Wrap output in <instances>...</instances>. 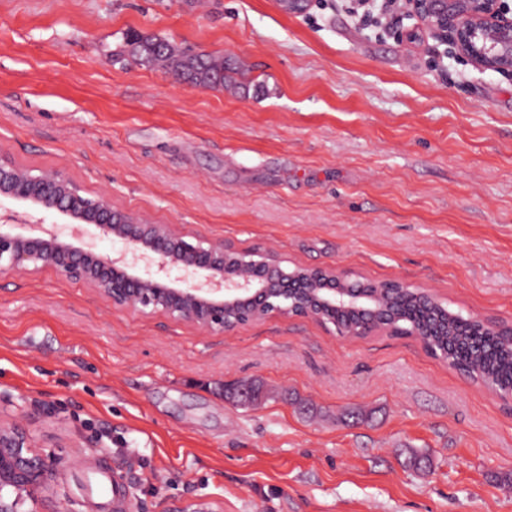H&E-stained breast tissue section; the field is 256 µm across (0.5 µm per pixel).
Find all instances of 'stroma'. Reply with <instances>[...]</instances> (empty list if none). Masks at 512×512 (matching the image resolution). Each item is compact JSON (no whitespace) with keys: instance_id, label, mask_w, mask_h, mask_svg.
I'll use <instances>...</instances> for the list:
<instances>
[{"instance_id":"stroma-1","label":"stroma","mask_w":512,"mask_h":512,"mask_svg":"<svg viewBox=\"0 0 512 512\" xmlns=\"http://www.w3.org/2000/svg\"><path fill=\"white\" fill-rule=\"evenodd\" d=\"M354 0H0V152L182 231L512 323V74ZM132 33L245 87L114 62ZM261 383L238 406L226 385ZM0 406L60 446L69 512H512V409L412 336L232 333L0 273ZM347 409L364 421L344 423ZM120 498L82 490L95 469Z\"/></svg>"}]
</instances>
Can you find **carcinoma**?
Segmentation results:
<instances>
[{"instance_id":"obj_1","label":"carcinoma","mask_w":512,"mask_h":512,"mask_svg":"<svg viewBox=\"0 0 512 512\" xmlns=\"http://www.w3.org/2000/svg\"><path fill=\"white\" fill-rule=\"evenodd\" d=\"M126 52L144 65L160 63L177 77L203 88L224 86L227 67L224 59L173 46L157 37L126 36ZM367 287L383 292L389 299V324L397 335L422 334L425 348L448 364L500 391L512 388V332L505 328L496 335H483L478 324L448 305L416 295L407 287L392 288L385 282H369ZM334 327L342 334L357 335L362 319L336 312Z\"/></svg>"}]
</instances>
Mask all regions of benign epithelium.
Here are the masks:
<instances>
[{"instance_id":"obj_1","label":"benign epithelium","mask_w":512,"mask_h":512,"mask_svg":"<svg viewBox=\"0 0 512 512\" xmlns=\"http://www.w3.org/2000/svg\"><path fill=\"white\" fill-rule=\"evenodd\" d=\"M405 15L482 70L512 73V0H404ZM61 215L67 222L48 221ZM118 242L106 251L101 242ZM115 309L233 332L272 313L313 318L354 312L368 334L373 300L334 267L288 268L271 250L238 249L90 197L60 170L37 174L0 153V273L45 267ZM63 457L40 451L29 425L0 408V512H61L51 482Z\"/></svg>"}]
</instances>
